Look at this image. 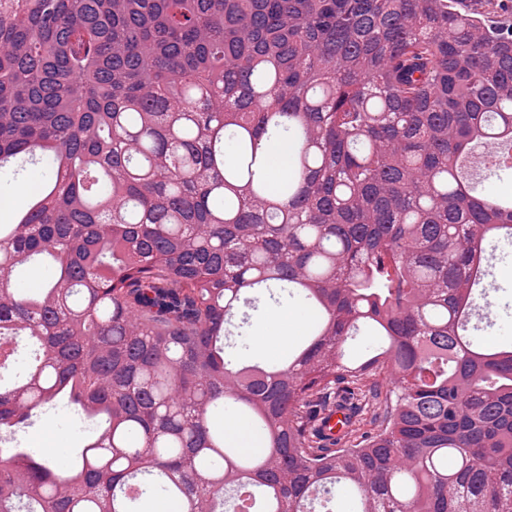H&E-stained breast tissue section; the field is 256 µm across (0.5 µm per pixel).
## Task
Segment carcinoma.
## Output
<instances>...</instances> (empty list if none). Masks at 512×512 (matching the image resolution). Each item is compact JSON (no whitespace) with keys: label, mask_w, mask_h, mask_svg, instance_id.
<instances>
[{"label":"carcinoma","mask_w":512,"mask_h":512,"mask_svg":"<svg viewBox=\"0 0 512 512\" xmlns=\"http://www.w3.org/2000/svg\"><path fill=\"white\" fill-rule=\"evenodd\" d=\"M270 133L300 143L274 180ZM485 145L512 147V27L455 0H0V167L53 164L0 224V370L36 347L0 434L59 398L99 425L62 472L0 448V512H139L147 480L170 512H312L338 484L354 512H512V342L467 335L512 239V196L461 174ZM271 288L318 323L228 359L227 316ZM362 326L383 345L348 363Z\"/></svg>","instance_id":"carcinoma-1"}]
</instances>
